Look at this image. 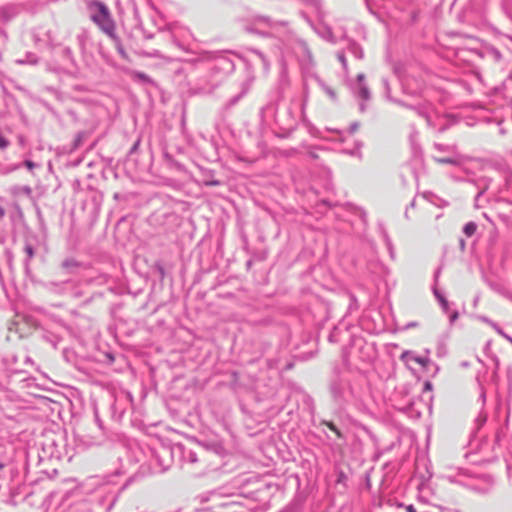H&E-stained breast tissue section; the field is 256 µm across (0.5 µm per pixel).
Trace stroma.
Masks as SVG:
<instances>
[{"label": "stroma", "instance_id": "1", "mask_svg": "<svg viewBox=\"0 0 512 512\" xmlns=\"http://www.w3.org/2000/svg\"><path fill=\"white\" fill-rule=\"evenodd\" d=\"M491 506L512 0H0V512Z\"/></svg>", "mask_w": 512, "mask_h": 512}]
</instances>
